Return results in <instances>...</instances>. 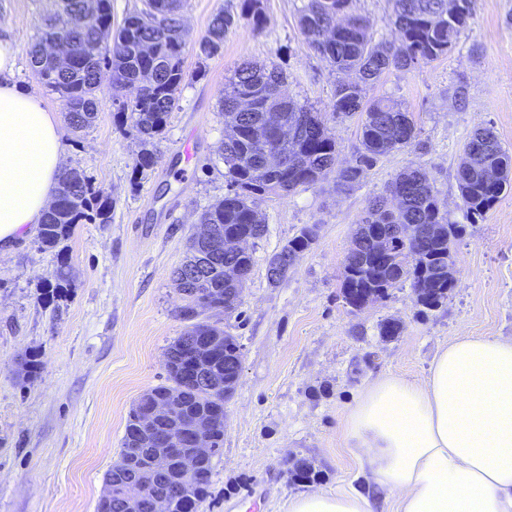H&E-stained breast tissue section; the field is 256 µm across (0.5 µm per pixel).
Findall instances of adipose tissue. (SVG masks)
<instances>
[{
	"label": "adipose tissue",
	"mask_w": 512,
	"mask_h": 512,
	"mask_svg": "<svg viewBox=\"0 0 512 512\" xmlns=\"http://www.w3.org/2000/svg\"><path fill=\"white\" fill-rule=\"evenodd\" d=\"M0 50V249L39 224L57 185L61 130L55 115L14 80ZM345 440L366 484L292 497L288 512H373L371 494L397 512H512V339L458 336L420 380L385 376L359 397Z\"/></svg>",
	"instance_id": "obj_1"
}]
</instances>
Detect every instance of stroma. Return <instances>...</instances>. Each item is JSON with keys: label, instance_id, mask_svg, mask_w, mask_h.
Instances as JSON below:
<instances>
[{"label": "stroma", "instance_id": "stroma-1", "mask_svg": "<svg viewBox=\"0 0 512 512\" xmlns=\"http://www.w3.org/2000/svg\"><path fill=\"white\" fill-rule=\"evenodd\" d=\"M302 5L262 0L263 32L240 21L221 52L202 60L196 50L211 19L239 10L241 0H186L187 77L157 162L135 184L139 145L117 112L134 90L116 95L102 85L92 126L73 132L63 102L33 75L27 55L53 0H0V15L14 22L4 47L16 57V82L61 120V165L83 170L114 201L111 223L77 225L61 250L42 249L33 234L0 255V512H95L128 412L163 382L165 349L184 328L171 272L185 259L201 210L226 191L225 81L242 63H273L291 97L332 110L337 75L310 51L298 24ZM350 8L367 19L374 40L396 37L392 0H352ZM373 93L412 112L411 147L382 158L349 191L327 180L259 204L267 232L252 247L243 303L223 320L240 345L242 369L224 410V453L214 461L204 512H288L289 497L305 490L291 477L300 461L318 471L317 488L364 485L343 424L368 385L385 375L424 378L457 336L512 338V187L471 221L456 180L460 148L477 128L493 127L512 154V0H473L455 48L385 74ZM416 166L431 171L440 202L463 227L451 251L454 286L437 308L418 304L403 283L353 310L341 281L355 229L369 198ZM306 224L319 225L317 241L287 279L270 285L268 256ZM63 259L69 290L45 299ZM386 320L400 323L398 336H380ZM35 354L41 368L25 377L21 365Z\"/></svg>", "mask_w": 512, "mask_h": 512}]
</instances>
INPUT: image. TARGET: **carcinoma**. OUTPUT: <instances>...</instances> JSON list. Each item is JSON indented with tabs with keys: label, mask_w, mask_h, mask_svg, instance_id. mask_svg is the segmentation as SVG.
<instances>
[{
	"label": "carcinoma",
	"mask_w": 512,
	"mask_h": 512,
	"mask_svg": "<svg viewBox=\"0 0 512 512\" xmlns=\"http://www.w3.org/2000/svg\"><path fill=\"white\" fill-rule=\"evenodd\" d=\"M350 2L304 0L299 22L318 56L336 71L354 74L353 79L336 83L332 103L334 117L360 114L354 163L337 166L338 149L327 116L285 96L282 86L286 77L278 68L244 63L224 83L221 159L227 192L200 215L201 222L212 227V241L191 237L189 255L172 272L184 301L177 316L185 329L166 349L164 382L143 393L129 410L118 453L121 463L112 465L106 474L116 495L109 501L99 500L96 512H122L126 492H137L147 500L164 483L179 490L171 502V512H200L210 497L213 459L224 449V385L236 386L241 364L240 346L224 331L221 320L240 306L253 268L252 252L226 258L214 244L229 231L262 239L267 228L257 202L264 196L289 195L330 177L337 189L351 188L382 157L411 146L416 139L411 113L390 99L371 98L369 92L391 70H408L447 54L471 17V0H460L462 9L456 14L448 13V0H394L393 24L398 36L375 42L367 34L365 19L348 12ZM181 8L182 0H144V8L125 18L109 47L101 45L98 29L82 22L86 0H61L54 15L41 19L28 49L39 81L62 99L66 120L75 131L87 128L96 118L97 92L103 81L115 91L129 83L141 85V96L119 108L139 135L140 151L133 161L136 174L153 168L157 145L185 80ZM243 19L251 22L254 30H262L260 0H243L237 14H216L199 43L200 55L207 59L218 54L225 33ZM53 40L72 45L75 60L67 74L56 72L52 61L42 54L43 44ZM147 41L153 46L150 54L142 50ZM240 97L251 99L253 111L233 119L231 111ZM281 123L288 124L294 135L281 146L286 166L271 169L264 162L268 127ZM486 163L512 171V157L496 132L484 127L464 144L457 170L468 217L483 216L512 183L507 176L498 184L485 182L481 170ZM388 195L400 197L404 208L389 211L383 206ZM55 198L57 206L46 210L39 224L38 238L47 249L58 248L78 224H107L111 219L112 198L93 188L78 168L60 171ZM367 209L372 211L371 218L358 225L345 259L341 282L345 303L360 310L363 296L375 292L382 298L389 289L407 281L419 304L427 308L442 305L453 288L449 258L460 226L448 220V211L434 193L427 169L419 166L399 173L388 186L387 195L370 200ZM376 230L391 239L384 253L373 252L369 245ZM317 237L318 225L305 224L270 255L267 268L274 274L267 276L269 283L283 281L299 254ZM155 396L174 399L180 407L176 419L157 424L155 430L160 435L179 434L198 420L210 423L211 453L200 460L197 473L191 477L181 472L167 442L154 448L140 447V409ZM159 455L169 458L167 477L157 475L143 482L152 459ZM291 475L305 484L319 478L307 463L297 466Z\"/></svg>",
	"instance_id": "1"
}]
</instances>
